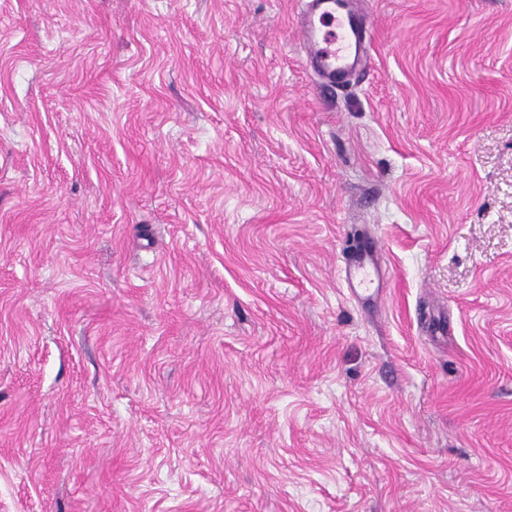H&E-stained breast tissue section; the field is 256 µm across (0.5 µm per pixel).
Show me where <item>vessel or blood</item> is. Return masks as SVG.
Returning a JSON list of instances; mask_svg holds the SVG:
<instances>
[{"label":"vessel or blood","instance_id":"1","mask_svg":"<svg viewBox=\"0 0 512 512\" xmlns=\"http://www.w3.org/2000/svg\"><path fill=\"white\" fill-rule=\"evenodd\" d=\"M351 3L352 0H307L298 18L300 37L314 70L334 88L347 85L361 54L372 45L373 35L355 18ZM324 22L339 30L340 42L336 48L320 50L316 47L318 26ZM377 263L375 246L367 245L357 250L344 270L348 287H355L366 266Z\"/></svg>","mask_w":512,"mask_h":512}]
</instances>
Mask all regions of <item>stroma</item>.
<instances>
[{"instance_id":"35a3bbf8","label":"stroma","mask_w":512,"mask_h":512,"mask_svg":"<svg viewBox=\"0 0 512 512\" xmlns=\"http://www.w3.org/2000/svg\"><path fill=\"white\" fill-rule=\"evenodd\" d=\"M359 8L0 0V512H512V0ZM351 3L352 0H309L298 18L300 37L312 67L333 88L347 86L361 54L372 45L373 35L355 18ZM317 21L338 28L340 42L336 48H316ZM378 250L373 245H366L363 248L357 250L351 259L348 261V265L346 266L345 273V281L348 285V288L353 293H358L356 291V284L358 276L362 277V272L367 265L376 266L378 263ZM363 280V277H362Z\"/></svg>"}]
</instances>
